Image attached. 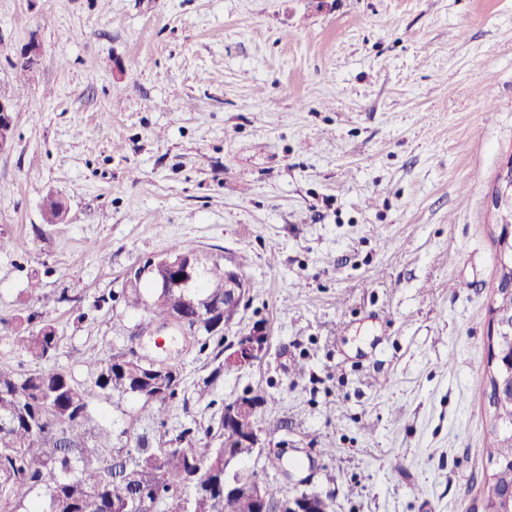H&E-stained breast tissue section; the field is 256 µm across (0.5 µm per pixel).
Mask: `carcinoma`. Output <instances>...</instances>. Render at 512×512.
Masks as SVG:
<instances>
[{"label": "carcinoma", "instance_id": "1", "mask_svg": "<svg viewBox=\"0 0 512 512\" xmlns=\"http://www.w3.org/2000/svg\"><path fill=\"white\" fill-rule=\"evenodd\" d=\"M120 297L148 326L164 323L184 304L180 290L162 288L147 295L141 280L132 277ZM193 299L205 313L224 306V258L207 260ZM0 325L34 361L45 362L57 350L60 336L39 312L1 318ZM211 341L219 362L203 379V392L224 373V334L207 329L193 337L203 348ZM91 376V384L83 386L59 369L21 375L0 361V512H260L264 507L273 512L279 507L285 493L268 482L261 503L247 488L224 502V456L245 459L256 452L238 447L237 440L201 445L187 427L174 448L138 445L106 451L102 440L108 431L89 429L93 399L104 393L136 397L147 385L142 409L161 412L175 397L179 377L137 358L132 348L114 354ZM490 405L495 421L512 426V394L501 393ZM487 452L491 462L512 460V437L492 429ZM483 495L487 505L500 504V483L485 481Z\"/></svg>", "mask_w": 512, "mask_h": 512}]
</instances>
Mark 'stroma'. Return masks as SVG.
Masks as SVG:
<instances>
[{
	"label": "stroma",
	"mask_w": 512,
	"mask_h": 512,
	"mask_svg": "<svg viewBox=\"0 0 512 512\" xmlns=\"http://www.w3.org/2000/svg\"><path fill=\"white\" fill-rule=\"evenodd\" d=\"M0 95V235L23 243L0 318L54 320L52 367L89 382L137 322L127 274L179 244L236 265L233 329L268 333L203 398L215 354L190 344L163 421L99 395L111 447H169L249 392L274 400L243 462L264 480L336 512H483L512 0H0ZM15 107L19 108V104L12 99L0 96V152L6 150L12 142L14 112Z\"/></svg>",
	"instance_id": "35a3bbf8"
}]
</instances>
